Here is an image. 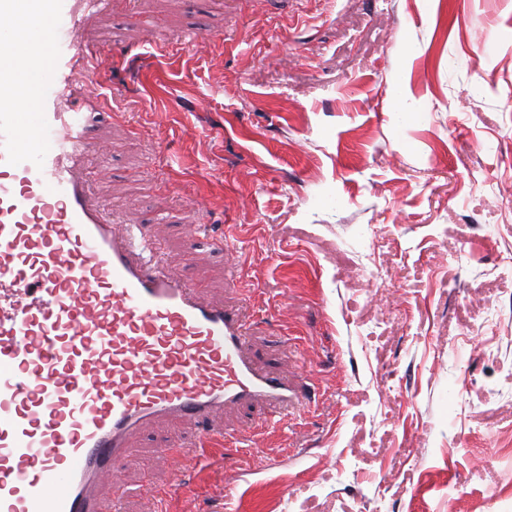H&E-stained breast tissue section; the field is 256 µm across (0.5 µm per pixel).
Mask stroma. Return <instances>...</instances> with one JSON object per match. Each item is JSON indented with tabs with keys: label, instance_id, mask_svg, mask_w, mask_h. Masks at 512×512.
Wrapping results in <instances>:
<instances>
[{
	"label": "stroma",
	"instance_id": "1",
	"mask_svg": "<svg viewBox=\"0 0 512 512\" xmlns=\"http://www.w3.org/2000/svg\"><path fill=\"white\" fill-rule=\"evenodd\" d=\"M84 37L93 192L314 392L206 458L160 421L104 512H512V0H114Z\"/></svg>",
	"mask_w": 512,
	"mask_h": 512
}]
</instances>
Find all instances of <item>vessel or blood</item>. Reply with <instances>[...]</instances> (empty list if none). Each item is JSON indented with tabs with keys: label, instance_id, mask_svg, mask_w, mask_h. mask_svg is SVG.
Masks as SVG:
<instances>
[{
	"label": "vessel or blood",
	"instance_id": "obj_1",
	"mask_svg": "<svg viewBox=\"0 0 512 512\" xmlns=\"http://www.w3.org/2000/svg\"><path fill=\"white\" fill-rule=\"evenodd\" d=\"M111 3L0 0V512H101L94 485L114 477L132 432L177 417L207 446L225 407L288 410L303 396L249 356L239 308L165 273L157 242L115 224L78 176L84 114L101 105L86 77L112 62L82 23ZM28 20L45 22L41 36Z\"/></svg>",
	"mask_w": 512,
	"mask_h": 512
}]
</instances>
